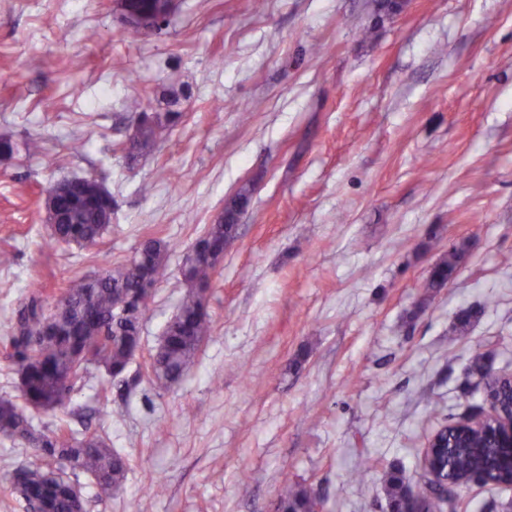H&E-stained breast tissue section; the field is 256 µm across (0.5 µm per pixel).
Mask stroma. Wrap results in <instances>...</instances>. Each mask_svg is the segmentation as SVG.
<instances>
[{
	"label": "stroma",
	"mask_w": 512,
	"mask_h": 512,
	"mask_svg": "<svg viewBox=\"0 0 512 512\" xmlns=\"http://www.w3.org/2000/svg\"><path fill=\"white\" fill-rule=\"evenodd\" d=\"M114 2L0 0V138L42 147L0 157V397L22 400L8 331L32 293L52 307L69 278L159 238L139 352L122 381L95 370L74 395L131 462L109 496L73 474L84 512H276L287 480L324 512H390L385 472L420 492L430 437L483 404L466 389L473 358L512 372V0H405L393 15L372 0H178L136 35ZM133 97L182 115L134 161ZM73 177L112 197L85 248L54 243L43 210ZM245 184L211 335L181 380L152 384L184 257ZM454 247V279L425 293ZM464 309L477 316L460 333ZM39 460L0 436V512H27L4 489ZM459 495L462 512H506L512 486Z\"/></svg>",
	"instance_id": "stroma-1"
}]
</instances>
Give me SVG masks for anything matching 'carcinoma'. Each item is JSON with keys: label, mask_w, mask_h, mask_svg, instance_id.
Segmentation results:
<instances>
[{"label": "carcinoma", "mask_w": 512, "mask_h": 512, "mask_svg": "<svg viewBox=\"0 0 512 512\" xmlns=\"http://www.w3.org/2000/svg\"><path fill=\"white\" fill-rule=\"evenodd\" d=\"M137 97L128 102L135 124L128 139L127 152L133 157L164 140L180 119L179 112H143ZM251 188L241 186L224 204V211L208 225L195 243L197 257L186 256L182 277L185 292L176 314L168 322L155 357L146 364V375L164 387L180 380L194 364L200 344L212 331L207 310V295L217 273L206 255H224L238 234V223L249 205ZM49 209L57 217L51 224L56 243L94 245L112 224V197L92 177L74 178L55 192ZM168 245L158 239L141 244L133 259L112 271L81 276L67 281L61 300L77 308L70 318L58 319L59 305L45 312L30 306L28 315L11 328L10 344L17 365L21 408L9 399H0V434L31 445L41 463L20 466L9 473L6 490L28 503L52 499L54 512H71L67 495L70 480L53 466L64 460L72 472L90 475L100 493L110 496L123 484L129 460L112 450L109 442L96 434L74 432L66 416L73 413L72 395L84 384L90 368L103 370L113 378L122 374L131 351L141 336L120 311L145 315L154 298L155 284L164 275ZM461 253L448 252L431 268L423 284L428 292L444 288L454 278ZM58 416L59 425L50 434L38 432L25 410ZM448 485L459 483L463 474L486 463L473 453L464 432H448ZM512 450L496 449L493 468L500 480H508ZM391 512L407 500L401 473L385 474ZM425 512H454V496H445L432 487L423 492ZM313 497L300 483L284 482L278 494L279 512H312Z\"/></svg>", "instance_id": "carcinoma-1"}]
</instances>
